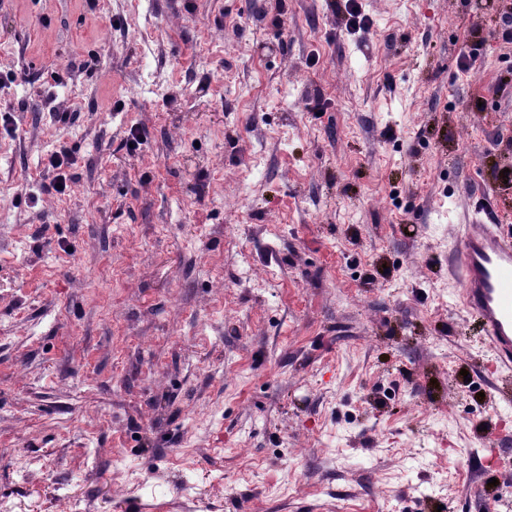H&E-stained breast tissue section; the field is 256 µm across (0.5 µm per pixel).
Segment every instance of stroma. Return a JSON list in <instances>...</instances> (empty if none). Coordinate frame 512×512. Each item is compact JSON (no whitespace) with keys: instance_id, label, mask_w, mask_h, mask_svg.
Returning a JSON list of instances; mask_svg holds the SVG:
<instances>
[{"instance_id":"stroma-1","label":"stroma","mask_w":512,"mask_h":512,"mask_svg":"<svg viewBox=\"0 0 512 512\" xmlns=\"http://www.w3.org/2000/svg\"><path fill=\"white\" fill-rule=\"evenodd\" d=\"M361 3L0 0V512L512 501L448 272L512 227V0ZM74 163L75 161L70 155V153H68L65 150H60L59 152L53 153L50 158V164L53 167V169L59 172L56 174L50 186L45 187L46 190H54L56 193L64 194L66 189L68 188V184L67 176L63 172V169L74 165ZM57 184H60V187H57Z\"/></svg>"}]
</instances>
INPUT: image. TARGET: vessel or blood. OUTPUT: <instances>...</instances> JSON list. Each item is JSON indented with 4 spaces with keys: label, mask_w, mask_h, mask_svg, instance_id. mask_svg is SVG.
<instances>
[{
    "label": "vessel or blood",
    "mask_w": 512,
    "mask_h": 512,
    "mask_svg": "<svg viewBox=\"0 0 512 512\" xmlns=\"http://www.w3.org/2000/svg\"><path fill=\"white\" fill-rule=\"evenodd\" d=\"M451 264L461 279L460 300L475 317L505 368L512 367V229L477 221L462 235Z\"/></svg>",
    "instance_id": "1"
}]
</instances>
